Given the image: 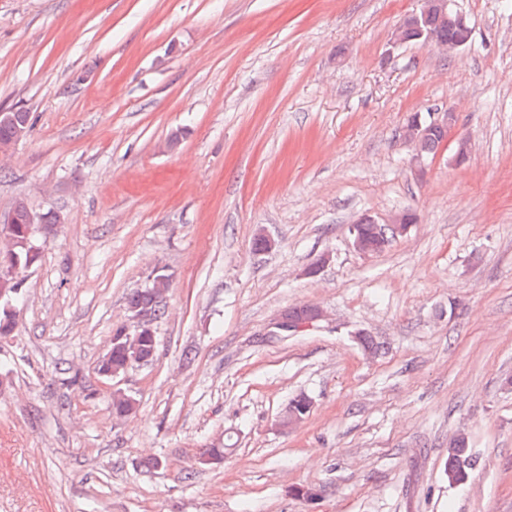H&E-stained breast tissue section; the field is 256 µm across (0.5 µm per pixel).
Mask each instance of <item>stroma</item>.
Here are the masks:
<instances>
[{"label": "stroma", "mask_w": 512, "mask_h": 512, "mask_svg": "<svg viewBox=\"0 0 512 512\" xmlns=\"http://www.w3.org/2000/svg\"><path fill=\"white\" fill-rule=\"evenodd\" d=\"M454 6L445 57L391 40L419 0H0V110L32 123L0 213L62 218L0 338V512H512V0ZM436 108L454 139L420 164L400 131ZM159 270L119 418L97 364ZM302 306L323 319L269 334ZM165 278L158 280L155 277L152 281V284L148 288L138 289L129 294L127 297V305L129 308L139 307L144 302H151L152 298H155L154 305L152 306V315L157 316L160 312V302L163 294L168 290L169 287V278L166 274ZM476 457L468 447V441L462 434H456L448 441V457L445 462V473L448 474V483L463 484L474 468Z\"/></svg>", "instance_id": "stroma-1"}]
</instances>
